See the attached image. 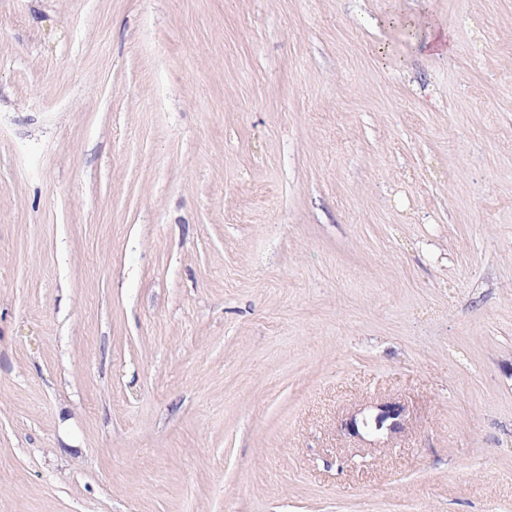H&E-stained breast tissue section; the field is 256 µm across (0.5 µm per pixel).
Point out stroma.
Returning a JSON list of instances; mask_svg holds the SVG:
<instances>
[{"label":"stroma","mask_w":512,"mask_h":512,"mask_svg":"<svg viewBox=\"0 0 512 512\" xmlns=\"http://www.w3.org/2000/svg\"><path fill=\"white\" fill-rule=\"evenodd\" d=\"M0 512H512V0H0ZM376 412L369 415H363L361 419L351 416L345 423L346 429L350 434L362 436L363 433L369 435H391L401 428V409L393 403H384L376 407Z\"/></svg>","instance_id":"1"}]
</instances>
